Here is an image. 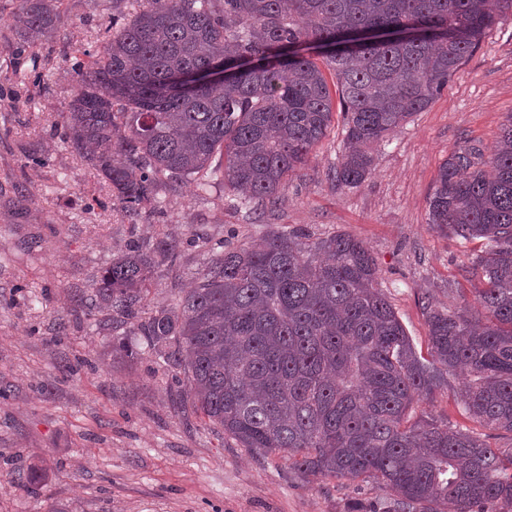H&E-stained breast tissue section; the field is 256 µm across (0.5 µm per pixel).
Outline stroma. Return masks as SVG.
<instances>
[{
    "instance_id": "stroma-1",
    "label": "stroma",
    "mask_w": 512,
    "mask_h": 512,
    "mask_svg": "<svg viewBox=\"0 0 512 512\" xmlns=\"http://www.w3.org/2000/svg\"><path fill=\"white\" fill-rule=\"evenodd\" d=\"M21 0H0V512H381L387 493L360 480L301 479L281 452L260 455L183 414L171 375L141 337L135 358L113 351L124 326L89 323L70 301L117 252L160 237L179 244L155 277L148 310L193 287L210 240L239 247L273 231L313 242L333 233L363 241L379 283L418 354L427 355L422 298L478 305L465 274L482 243L440 234L428 200L454 151L494 146L512 114V12L503 13L424 110L373 149L356 187L332 171L344 150L340 105L305 169L276 205H241L217 185L160 189L157 209L136 222L119 214L112 188L61 135L79 77L74 61L102 49L113 9L127 0H61L62 23L24 47L14 25ZM460 375L449 376L412 419L430 414L460 427ZM39 466L22 485L18 471Z\"/></svg>"
}]
</instances>
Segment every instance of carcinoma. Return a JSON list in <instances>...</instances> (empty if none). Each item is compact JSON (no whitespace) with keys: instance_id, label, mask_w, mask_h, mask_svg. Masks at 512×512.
<instances>
[{"instance_id":"obj_1","label":"carcinoma","mask_w":512,"mask_h":512,"mask_svg":"<svg viewBox=\"0 0 512 512\" xmlns=\"http://www.w3.org/2000/svg\"><path fill=\"white\" fill-rule=\"evenodd\" d=\"M58 0H22L30 43L54 33ZM512 0H143L114 19L62 113L71 151L107 181L123 216L158 204L160 186L197 176L274 205L332 121L335 71L345 150L333 176L356 187L371 146L428 107ZM224 69L180 88L175 77ZM224 163L212 164L215 156ZM434 230L485 240L466 273L485 284L482 314L422 301L430 356H418L366 244H311L272 233L209 246L196 286L143 311L149 281L173 261L168 238L112 257L91 293L175 373L183 403L241 448L281 450L309 478L374 481L383 512H512V116L489 157L453 152L429 198ZM469 373L460 399L484 433L422 416L445 376Z\"/></svg>"}]
</instances>
